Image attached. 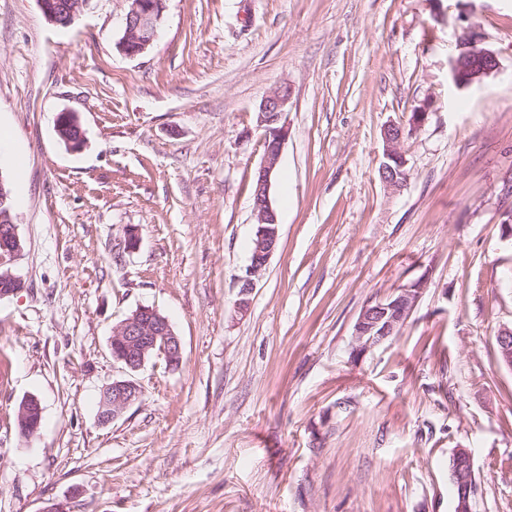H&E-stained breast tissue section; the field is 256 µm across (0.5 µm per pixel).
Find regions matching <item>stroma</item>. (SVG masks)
<instances>
[{
	"mask_svg": "<svg viewBox=\"0 0 512 512\" xmlns=\"http://www.w3.org/2000/svg\"><path fill=\"white\" fill-rule=\"evenodd\" d=\"M123 15L93 0L63 28L0 0V124L22 155H0V179L24 243V286L0 298V512H454L459 448L473 512H512L494 343L512 326V0H165L134 59ZM473 34L500 69L459 88ZM281 85L279 245L241 313L254 116ZM391 124L399 189L379 176ZM129 224L139 247L115 260ZM415 283L399 336L353 356L363 306ZM142 305L182 361L129 375L142 396L104 425L100 396L126 376L112 330ZM29 395L43 419L26 437ZM71 113H64L60 116H63L62 119H60V116L57 118V124H56V130L57 132L60 130V139L64 142V139H67V148L72 152H78L80 151L84 145H85V136L83 133V130L80 129V135L78 136L79 130L74 124H69L67 122L66 124H63L64 119H66ZM62 126V128H61ZM78 136V137H77ZM77 139H74L76 138ZM71 139V140H69ZM65 143V142H64ZM42 412L40 401L36 397L29 396L22 401L17 412L22 433L32 436L38 431L42 422Z\"/></svg>",
	"mask_w": 512,
	"mask_h": 512,
	"instance_id": "35a3bbf8",
	"label": "stroma"
}]
</instances>
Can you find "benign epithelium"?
<instances>
[{
    "instance_id": "obj_1",
    "label": "benign epithelium",
    "mask_w": 512,
    "mask_h": 512,
    "mask_svg": "<svg viewBox=\"0 0 512 512\" xmlns=\"http://www.w3.org/2000/svg\"><path fill=\"white\" fill-rule=\"evenodd\" d=\"M125 2L123 35L116 43L118 51L130 58L145 54L158 36L163 16L165 0H123ZM499 68L494 53L477 45L476 40L466 42V47L453 59L450 73L453 82L459 86H469L477 79ZM291 101V91L286 86L274 89L260 103L256 111V127L262 131L263 157L255 176L256 190L253 194L252 215L258 224L256 231L257 247L246 275L240 280V299L237 309L247 312L255 280L275 252L279 240V223L270 198L271 175L276 169L284 142L288 138L289 127L286 114ZM385 141V162L381 173L383 180L391 187L405 185L408 174L406 160L398 149L403 137V128L389 125L383 132ZM9 193L0 178V237L12 240L18 236V225L11 215L8 204ZM140 243L139 228L125 227L123 238L119 239L117 254L132 252ZM419 289L406 286L397 289L383 301L367 304L360 312L353 331L354 355H360L397 335L416 306ZM114 339L123 344V353L114 355L130 372L139 370L151 356H162L174 366L182 359V340L176 334L168 318L157 309L138 308L130 317L113 328ZM501 361L512 368V328L502 327L497 332ZM141 386L129 379H116L107 386L99 403L98 420L109 424L141 396ZM42 407L40 401L30 396L24 399L18 411V423L22 433L32 436L40 428ZM460 462V484H469L473 458L465 448L454 452Z\"/></svg>"
}]
</instances>
